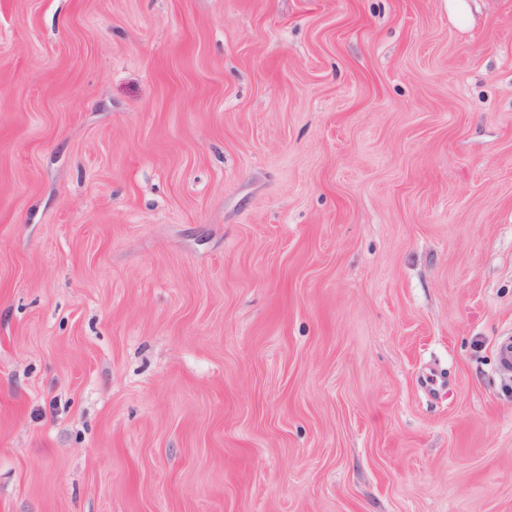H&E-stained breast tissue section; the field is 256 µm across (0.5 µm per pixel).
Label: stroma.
<instances>
[{"label": "stroma", "instance_id": "35a3bbf8", "mask_svg": "<svg viewBox=\"0 0 512 512\" xmlns=\"http://www.w3.org/2000/svg\"><path fill=\"white\" fill-rule=\"evenodd\" d=\"M512 0H0V512H512Z\"/></svg>", "mask_w": 512, "mask_h": 512}]
</instances>
